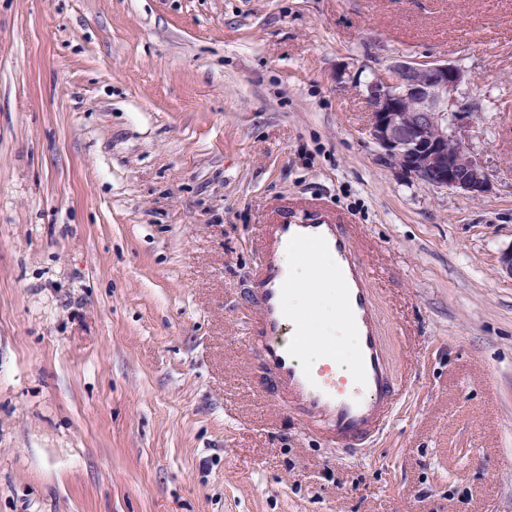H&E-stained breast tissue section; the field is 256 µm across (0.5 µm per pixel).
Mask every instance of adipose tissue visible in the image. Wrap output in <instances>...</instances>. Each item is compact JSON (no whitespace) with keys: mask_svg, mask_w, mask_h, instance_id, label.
<instances>
[{"mask_svg":"<svg viewBox=\"0 0 512 512\" xmlns=\"http://www.w3.org/2000/svg\"><path fill=\"white\" fill-rule=\"evenodd\" d=\"M320 263V257L313 254L292 258L293 282L296 287L292 303L295 308L308 313L307 337L311 343H319L322 337L333 335L341 347L351 349L352 339L346 333L334 301L333 282H326L322 296H314L312 292L314 283L311 269Z\"/></svg>","mask_w":512,"mask_h":512,"instance_id":"adipose-tissue-1","label":"adipose tissue"}]
</instances>
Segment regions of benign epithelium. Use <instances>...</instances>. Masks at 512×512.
Wrapping results in <instances>:
<instances>
[{"mask_svg": "<svg viewBox=\"0 0 512 512\" xmlns=\"http://www.w3.org/2000/svg\"><path fill=\"white\" fill-rule=\"evenodd\" d=\"M465 81V70L455 64L397 59L367 83L370 136L399 173L433 189L479 197L491 183L457 97Z\"/></svg>", "mask_w": 512, "mask_h": 512, "instance_id": "7a95c632", "label": "benign epithelium"}]
</instances>
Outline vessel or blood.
<instances>
[{"instance_id": "b4317fda", "label": "vessel or blood", "mask_w": 512, "mask_h": 512, "mask_svg": "<svg viewBox=\"0 0 512 512\" xmlns=\"http://www.w3.org/2000/svg\"><path fill=\"white\" fill-rule=\"evenodd\" d=\"M261 260L251 283L258 319L250 337L262 370L272 376L282 400L339 448L361 453L392 421L400 387L386 354L373 282L357 248L352 225L316 206L290 211L276 224L263 225ZM309 250L328 260L313 279L332 271L338 309L355 338L351 358L339 345L323 344L306 359L305 318L288 304L292 291L291 253Z\"/></svg>"}]
</instances>
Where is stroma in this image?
<instances>
[{
	"label": "stroma",
	"instance_id": "stroma-1",
	"mask_svg": "<svg viewBox=\"0 0 512 512\" xmlns=\"http://www.w3.org/2000/svg\"><path fill=\"white\" fill-rule=\"evenodd\" d=\"M401 54L466 70L489 193L381 160ZM315 199L406 390L355 457L249 348ZM511 245L512 0H0V512H512Z\"/></svg>",
	"mask_w": 512,
	"mask_h": 512
}]
</instances>
